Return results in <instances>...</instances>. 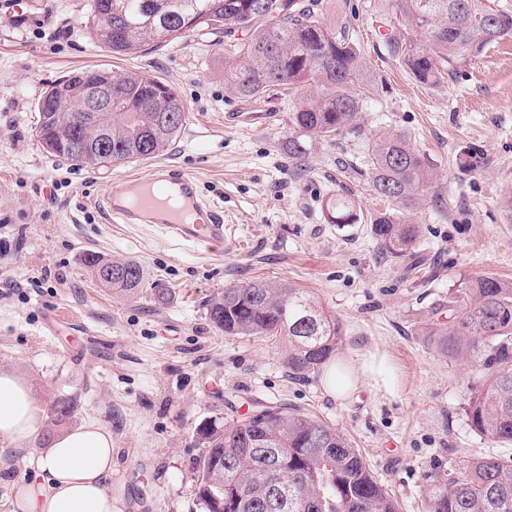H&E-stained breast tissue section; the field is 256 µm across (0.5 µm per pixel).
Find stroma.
Instances as JSON below:
<instances>
[{
    "instance_id": "obj_1",
    "label": "stroma",
    "mask_w": 512,
    "mask_h": 512,
    "mask_svg": "<svg viewBox=\"0 0 512 512\" xmlns=\"http://www.w3.org/2000/svg\"><path fill=\"white\" fill-rule=\"evenodd\" d=\"M323 0L321 20L354 33L379 91L360 133L288 154L294 92L280 85L241 99L224 86V44L193 32L175 47L112 56L85 33L87 0H36L19 22L0 7V370L28 380L43 408L74 406L73 425L112 432L115 512H204L196 495L198 430L280 402L344 433L399 512H426L434 474L486 456H510L475 433L457 367L429 343L428 324L461 280L512 279V37L443 83L424 85L385 51L401 26L395 0ZM143 72L170 85L187 115L163 164L194 174L224 210L228 240L201 254L145 224H115L102 208L113 180L150 161L88 168L49 155L36 134L47 86L75 69ZM401 134L436 178L409 219L427 263L413 275L386 260L367 224L327 223L328 198L347 194L363 215L382 209L363 172L372 133ZM476 151L467 169L459 156ZM101 251L140 262L173 291L128 299L82 262ZM265 278L310 288L340 321L336 358L362 376L353 399L326 395L320 373L294 379L285 342L227 337L206 316L211 293ZM33 469L0 444V512H13Z\"/></svg>"
}]
</instances>
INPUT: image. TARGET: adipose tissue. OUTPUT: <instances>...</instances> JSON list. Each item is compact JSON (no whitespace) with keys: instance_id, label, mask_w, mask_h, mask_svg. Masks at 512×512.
Here are the masks:
<instances>
[{"instance_id":"1","label":"adipose tissue","mask_w":512,"mask_h":512,"mask_svg":"<svg viewBox=\"0 0 512 512\" xmlns=\"http://www.w3.org/2000/svg\"><path fill=\"white\" fill-rule=\"evenodd\" d=\"M45 412L24 379L0 372V443L29 451L39 485H23L16 512H112V433L89 420L45 437Z\"/></svg>"}]
</instances>
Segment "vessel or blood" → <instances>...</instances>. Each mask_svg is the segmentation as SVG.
<instances>
[{
  "instance_id": "vessel-or-blood-1",
  "label": "vessel or blood",
  "mask_w": 512,
  "mask_h": 512,
  "mask_svg": "<svg viewBox=\"0 0 512 512\" xmlns=\"http://www.w3.org/2000/svg\"><path fill=\"white\" fill-rule=\"evenodd\" d=\"M103 203L115 223L148 224L205 253L224 243L222 207L202 196L195 177L167 164L110 183Z\"/></svg>"
}]
</instances>
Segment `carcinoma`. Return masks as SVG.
Here are the masks:
<instances>
[{"label": "carcinoma", "mask_w": 512, "mask_h": 512, "mask_svg": "<svg viewBox=\"0 0 512 512\" xmlns=\"http://www.w3.org/2000/svg\"><path fill=\"white\" fill-rule=\"evenodd\" d=\"M321 0H89L86 28L114 55L168 46L191 31L224 34V84L240 98L288 85L300 97L291 112L288 153L302 158L312 143L360 129L367 98V66L349 28L321 21ZM405 32L386 38L389 55L422 84L436 85L502 38L512 36V8L501 0H397ZM65 81L46 88L38 133L52 156L64 149L71 127L57 109ZM110 162L160 156L186 122L184 104L166 83L145 73L112 75ZM364 172L384 208L371 216L370 233L394 262L419 267L418 225L407 214L435 178L425 154L400 135L368 144ZM330 224H358L354 199L338 195L325 209ZM83 263L102 286L127 297L144 288L142 265L88 252ZM210 323L226 336L288 343L285 364L297 378L317 371L342 341V327L307 288L256 278L230 284L206 301ZM448 321L427 335L448 363L467 369L465 407L477 434L512 444V280L476 276L448 290ZM74 416L66 397L50 408L51 424ZM204 453L197 465V497L205 512H398L358 449L336 427L279 405L210 420L198 430ZM427 512H512V457L480 458L460 472L433 477Z\"/></svg>", "instance_id": "obj_1"}]
</instances>
